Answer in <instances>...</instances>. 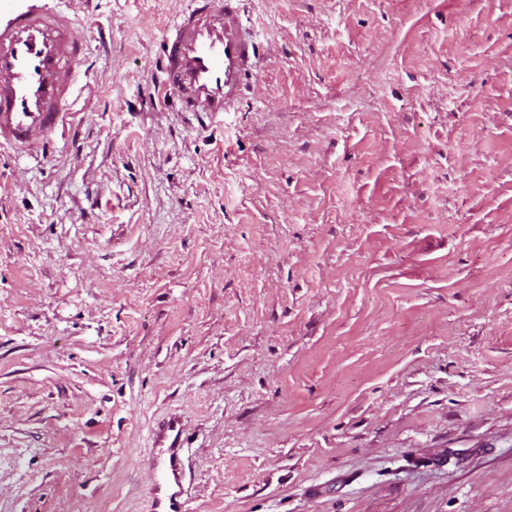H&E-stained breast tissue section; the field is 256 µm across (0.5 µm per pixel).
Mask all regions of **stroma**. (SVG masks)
I'll return each mask as SVG.
<instances>
[{"mask_svg":"<svg viewBox=\"0 0 512 512\" xmlns=\"http://www.w3.org/2000/svg\"><path fill=\"white\" fill-rule=\"evenodd\" d=\"M71 15L87 62L0 149V512H512V0H242L228 112L155 79L192 0ZM168 432H170L168 434ZM181 431L175 420L169 421L162 441L170 440L167 449H161L156 480V496L153 512H186L183 496V465L179 455Z\"/></svg>","mask_w":512,"mask_h":512,"instance_id":"1","label":"stroma"}]
</instances>
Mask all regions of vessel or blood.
I'll list each match as a JSON object with an SVG mask.
<instances>
[{"label": "vessel or blood", "mask_w": 512, "mask_h": 512, "mask_svg": "<svg viewBox=\"0 0 512 512\" xmlns=\"http://www.w3.org/2000/svg\"><path fill=\"white\" fill-rule=\"evenodd\" d=\"M74 22L32 8L0 23V147L32 153L63 127L85 61ZM161 88L184 112L234 108L257 77L261 45L245 26L240 0H197L164 39ZM159 457L154 512H186L181 431L169 421Z\"/></svg>", "instance_id": "vessel-or-blood-1"}]
</instances>
